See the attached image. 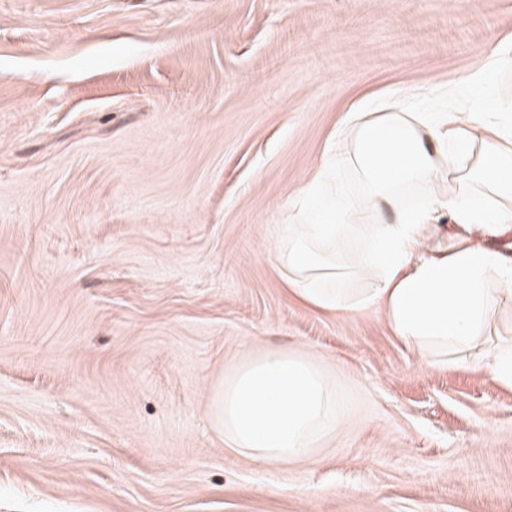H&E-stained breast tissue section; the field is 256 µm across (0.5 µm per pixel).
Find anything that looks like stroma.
Returning <instances> with one entry per match:
<instances>
[{
    "instance_id": "35a3bbf8",
    "label": "stroma",
    "mask_w": 512,
    "mask_h": 512,
    "mask_svg": "<svg viewBox=\"0 0 512 512\" xmlns=\"http://www.w3.org/2000/svg\"><path fill=\"white\" fill-rule=\"evenodd\" d=\"M507 46L512 0H0V512H512V389L274 262L346 113L480 71L512 101ZM275 348L352 407L288 467L209 420Z\"/></svg>"
}]
</instances>
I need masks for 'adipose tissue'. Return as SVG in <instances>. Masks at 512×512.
<instances>
[{"instance_id":"1","label":"adipose tissue","mask_w":512,"mask_h":512,"mask_svg":"<svg viewBox=\"0 0 512 512\" xmlns=\"http://www.w3.org/2000/svg\"><path fill=\"white\" fill-rule=\"evenodd\" d=\"M486 88L478 73L449 87L441 110L410 97L347 115L351 149L317 167L293 222L280 227L276 262L315 309L381 312L426 369L473 351L512 388V332L497 330L512 308V253L488 244L512 237V105L491 107ZM348 169L362 187L354 198ZM442 183L447 193L400 201L405 188ZM442 217L448 246L425 252V232ZM352 272L375 274L374 288H344Z\"/></svg>"}]
</instances>
